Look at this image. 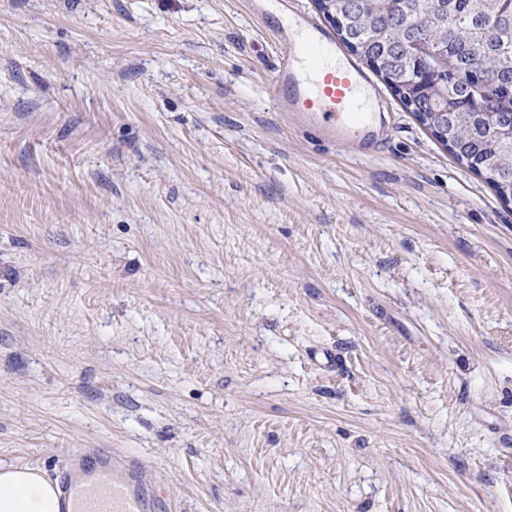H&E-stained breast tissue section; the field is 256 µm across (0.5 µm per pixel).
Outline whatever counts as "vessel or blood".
Returning a JSON list of instances; mask_svg holds the SVG:
<instances>
[{
	"label": "vessel or blood",
	"mask_w": 512,
	"mask_h": 512,
	"mask_svg": "<svg viewBox=\"0 0 512 512\" xmlns=\"http://www.w3.org/2000/svg\"><path fill=\"white\" fill-rule=\"evenodd\" d=\"M286 19L272 28L280 55L269 82L279 111L329 142L369 157L383 131L369 111L373 84L364 66L342 56L335 33L297 0H280ZM141 456L80 446L53 485L58 512H171L165 496L147 481Z\"/></svg>",
	"instance_id": "1"
}]
</instances>
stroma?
I'll use <instances>...</instances> for the list:
<instances>
[{
	"instance_id": "stroma-1",
	"label": "stroma",
	"mask_w": 512,
	"mask_h": 512,
	"mask_svg": "<svg viewBox=\"0 0 512 512\" xmlns=\"http://www.w3.org/2000/svg\"><path fill=\"white\" fill-rule=\"evenodd\" d=\"M276 59L248 0H0V465L512 512V203L390 90L374 156L291 125Z\"/></svg>"
}]
</instances>
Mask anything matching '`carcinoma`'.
I'll return each mask as SVG.
<instances>
[{"label":"carcinoma","instance_id":"1","mask_svg":"<svg viewBox=\"0 0 512 512\" xmlns=\"http://www.w3.org/2000/svg\"><path fill=\"white\" fill-rule=\"evenodd\" d=\"M333 26L411 112L448 113L457 161L512 202V142L502 138L512 129V0H355L353 12L336 0ZM416 41L448 66L411 58ZM473 72L497 100L490 116L475 114Z\"/></svg>","mask_w":512,"mask_h":512}]
</instances>
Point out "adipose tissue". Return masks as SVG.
Listing matches in <instances>:
<instances>
[{
    "mask_svg": "<svg viewBox=\"0 0 512 512\" xmlns=\"http://www.w3.org/2000/svg\"><path fill=\"white\" fill-rule=\"evenodd\" d=\"M0 512H58L54 491L35 471L0 467Z\"/></svg>",
    "mask_w": 512,
    "mask_h": 512,
    "instance_id": "1",
    "label": "adipose tissue"
}]
</instances>
